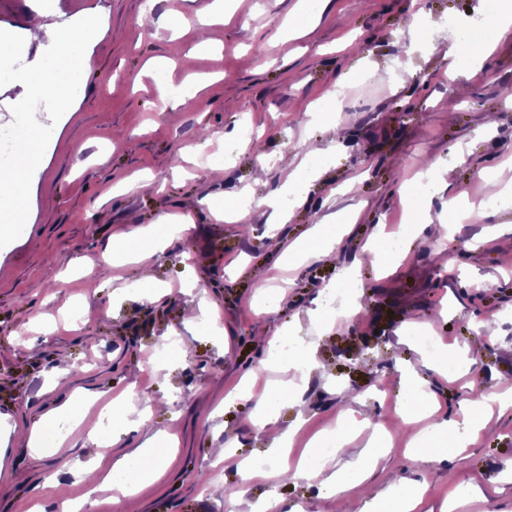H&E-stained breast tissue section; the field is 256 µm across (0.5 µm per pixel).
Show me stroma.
<instances>
[{
    "mask_svg": "<svg viewBox=\"0 0 512 512\" xmlns=\"http://www.w3.org/2000/svg\"><path fill=\"white\" fill-rule=\"evenodd\" d=\"M143 2L49 0L47 23L104 18L117 34L94 48L71 105L0 83L1 124L16 121L22 100L45 122V151L19 211H0V418L28 427L59 406L73 411L52 453L11 448L15 476L0 482V512H27L50 476L58 488L43 497L46 512L61 497L89 499L90 512H126L132 501L138 512H230L241 488L273 512H362L359 489L324 499L316 480L276 476L266 460L271 439L253 427L254 401L225 402L245 376L268 388L294 376L287 362H268L266 343L254 336L259 326L290 334L316 364L300 391L277 404L276 427L295 432L292 457L330 428L349 393L372 423L330 468L385 436L389 447L368 478L375 493L402 481L420 487L418 512H441L451 500L454 512L478 503L512 512V409L489 411L452 462L430 453L411 460L406 440L388 428L415 378L442 421H462L474 386L512 392V264L502 258L512 202L480 205L490 191L486 172L512 182V32L481 70L451 79L440 53L448 24L483 36L485 0H329L312 12L309 0H223L205 47L198 15L211 0H154L146 20ZM413 10L421 15L414 36L403 24ZM339 84L345 95L335 101ZM313 102L323 106L315 116ZM488 113L496 125L484 133ZM246 128L260 137L265 162L244 148ZM308 139L325 155L306 158ZM217 162L224 178L216 182L208 169ZM431 163L444 185L421 200L418 215L447 219L452 197L470 207L468 219L449 222L453 254L434 225L420 229L417 215L404 212L406 192ZM291 179L304 181L303 200L277 238L266 234L271 210L225 220L226 207L279 193ZM146 181L148 193L140 189ZM162 222L164 252L116 260L110 277L100 275L114 237ZM316 224L343 232L335 258L284 259V244L306 241ZM379 224L401 230L404 262L383 269L364 253ZM346 271L361 288L365 316L320 333L321 291L335 281L347 298L339 281ZM263 292L273 305L254 304ZM409 323L445 350L476 351L474 363L447 373L441 355L404 339ZM174 336L180 346L169 356L163 348ZM128 393L148 402L149 421L142 433L102 445V415ZM159 429L170 437L145 459L133 499L96 490L69 469L134 453ZM227 443L259 472L245 477L217 464L213 451Z\"/></svg>",
    "mask_w": 512,
    "mask_h": 512,
    "instance_id": "stroma-1",
    "label": "stroma"
}]
</instances>
